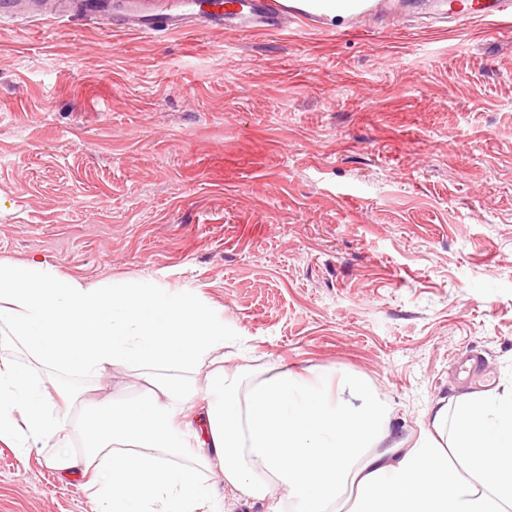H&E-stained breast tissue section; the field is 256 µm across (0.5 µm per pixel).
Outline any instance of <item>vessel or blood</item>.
Segmentation results:
<instances>
[{"instance_id": "vessel-or-blood-1", "label": "vessel or blood", "mask_w": 512, "mask_h": 512, "mask_svg": "<svg viewBox=\"0 0 512 512\" xmlns=\"http://www.w3.org/2000/svg\"><path fill=\"white\" fill-rule=\"evenodd\" d=\"M17 12L29 19L98 17L113 28L144 34L206 28L210 30L245 25L252 31L284 26L288 11L279 0H226L212 6L206 0H0V12ZM450 22L471 20L500 23L512 19V0H464L450 9Z\"/></svg>"}]
</instances>
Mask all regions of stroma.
Segmentation results:
<instances>
[{"label":"stroma","mask_w":512,"mask_h":512,"mask_svg":"<svg viewBox=\"0 0 512 512\" xmlns=\"http://www.w3.org/2000/svg\"><path fill=\"white\" fill-rule=\"evenodd\" d=\"M381 2L163 37L0 16V259L194 295L251 377L303 369L356 407L340 381L365 380L404 436L481 375L511 385L512 27ZM0 358L75 422L147 388ZM51 454L0 441V512H93Z\"/></svg>","instance_id":"obj_1"}]
</instances>
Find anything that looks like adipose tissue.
I'll list each match as a JSON object with an SVG mask.
<instances>
[{
  "label": "adipose tissue",
  "instance_id": "ef3b65f1",
  "mask_svg": "<svg viewBox=\"0 0 512 512\" xmlns=\"http://www.w3.org/2000/svg\"><path fill=\"white\" fill-rule=\"evenodd\" d=\"M55 370L171 371L150 396L91 418L84 452L53 466L87 476L95 512H223L222 491L265 499L287 490L295 512H327L354 487L353 512H512V387L438 400L417 435L391 430L392 408L362 380L353 407L282 370L243 389L244 367L208 376L206 422L182 417L195 387L181 375L223 349L224 324L190 295L130 280L91 282L40 260H0V331ZM44 381L0 361V440L47 447L69 425ZM219 469L223 488L209 481Z\"/></svg>",
  "mask_w": 512,
  "mask_h": 512
}]
</instances>
